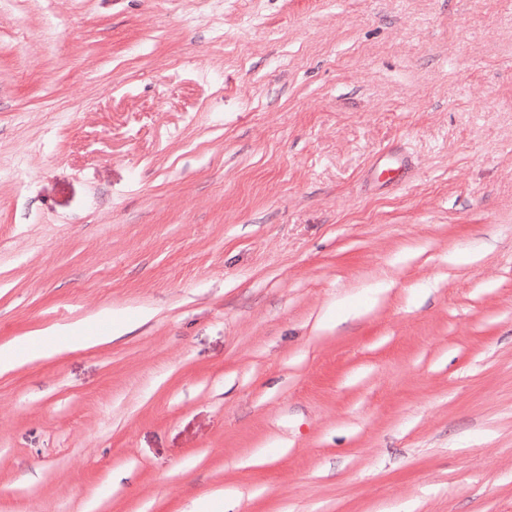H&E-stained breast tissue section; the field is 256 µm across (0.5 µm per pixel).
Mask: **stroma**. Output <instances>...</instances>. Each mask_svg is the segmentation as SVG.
<instances>
[{"instance_id": "obj_1", "label": "stroma", "mask_w": 512, "mask_h": 512, "mask_svg": "<svg viewBox=\"0 0 512 512\" xmlns=\"http://www.w3.org/2000/svg\"><path fill=\"white\" fill-rule=\"evenodd\" d=\"M47 330L0 512H512V0H0Z\"/></svg>"}]
</instances>
